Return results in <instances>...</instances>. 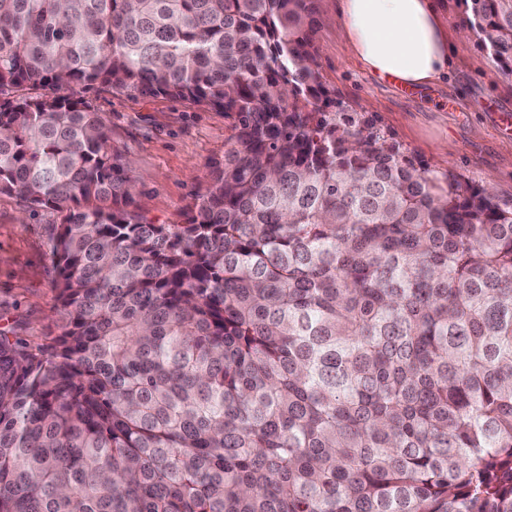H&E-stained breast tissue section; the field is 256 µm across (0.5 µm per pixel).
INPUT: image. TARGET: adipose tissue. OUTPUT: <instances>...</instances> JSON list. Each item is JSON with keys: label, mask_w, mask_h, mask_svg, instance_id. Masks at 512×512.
<instances>
[{"label": "adipose tissue", "mask_w": 512, "mask_h": 512, "mask_svg": "<svg viewBox=\"0 0 512 512\" xmlns=\"http://www.w3.org/2000/svg\"><path fill=\"white\" fill-rule=\"evenodd\" d=\"M338 19L372 75L413 87L449 71L448 35L432 0H338Z\"/></svg>", "instance_id": "obj_1"}]
</instances>
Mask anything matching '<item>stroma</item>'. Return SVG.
Returning a JSON list of instances; mask_svg holds the SVG:
<instances>
[{
  "instance_id": "35a3bbf8",
  "label": "stroma",
  "mask_w": 512,
  "mask_h": 512,
  "mask_svg": "<svg viewBox=\"0 0 512 512\" xmlns=\"http://www.w3.org/2000/svg\"><path fill=\"white\" fill-rule=\"evenodd\" d=\"M454 59L450 80L406 94L366 73L340 26L336 0H313L309 30L321 81L344 117L369 122L415 164L491 188L512 205V78L465 29L460 0H436ZM85 100L130 161V210L154 224H182L210 172L224 164L233 120L221 109L168 98L88 90ZM61 216L24 211L0 195V331L30 343L57 335L51 238Z\"/></svg>"
}]
</instances>
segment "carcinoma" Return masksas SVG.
Here are the masks:
<instances>
[{
  "label": "carcinoma",
  "mask_w": 512,
  "mask_h": 512,
  "mask_svg": "<svg viewBox=\"0 0 512 512\" xmlns=\"http://www.w3.org/2000/svg\"><path fill=\"white\" fill-rule=\"evenodd\" d=\"M311 0H0V195L61 215L0 332V512H512V208L329 110ZM512 76V0H462ZM217 107L185 224L75 88Z\"/></svg>",
  "instance_id": "cac0c4a2"
}]
</instances>
